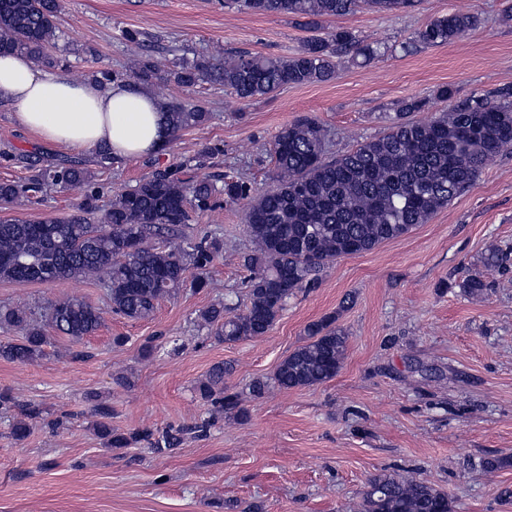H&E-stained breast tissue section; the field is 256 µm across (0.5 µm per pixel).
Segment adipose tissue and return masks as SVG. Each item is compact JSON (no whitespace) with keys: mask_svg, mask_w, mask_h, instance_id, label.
<instances>
[{"mask_svg":"<svg viewBox=\"0 0 512 512\" xmlns=\"http://www.w3.org/2000/svg\"><path fill=\"white\" fill-rule=\"evenodd\" d=\"M0 102L12 108L20 126L77 151L102 147L121 159L156 155L169 140L146 89L128 82L76 81L17 53L0 54Z\"/></svg>","mask_w":512,"mask_h":512,"instance_id":"1","label":"adipose tissue"}]
</instances>
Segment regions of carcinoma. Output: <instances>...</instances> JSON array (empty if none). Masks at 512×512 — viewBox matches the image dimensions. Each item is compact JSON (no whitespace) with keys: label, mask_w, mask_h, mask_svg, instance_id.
<instances>
[{"label":"carcinoma","mask_w":512,"mask_h":512,"mask_svg":"<svg viewBox=\"0 0 512 512\" xmlns=\"http://www.w3.org/2000/svg\"><path fill=\"white\" fill-rule=\"evenodd\" d=\"M421 0H226L224 5L258 14L285 13L312 23L366 7L380 13L408 12ZM59 0H0V51L20 53L48 67L67 69V59L52 53L59 38L56 24ZM475 13L453 12L434 18L414 36L400 43L413 54L436 47L480 27ZM381 54V43L367 42L347 29L326 38H314L289 58L240 56L221 61L184 60L163 71L150 58L136 60L130 76L143 83L173 82L192 88L207 82L250 100L267 96L284 85L330 80L337 59L349 55L368 64ZM438 96L449 101L448 111L426 123L392 119L388 131L364 141L333 159L325 157V133L315 120L302 119L282 128L271 145L279 172L276 184L257 197L240 181L217 187L193 180L179 167L156 169L132 188L112 199L97 215L96 194L85 196L78 211L64 218L40 221L0 218V279L51 283L83 278L99 280L109 288L112 311L129 319L149 316L156 303L174 295L186 272L198 271L194 287L207 286L205 275L224 242L213 235L185 243L182 227L192 214L213 209L222 193L232 201H248L246 223L251 243L247 264L254 271L248 303L241 313L224 303L199 315L201 325L214 326L228 342L265 335L296 290L314 284L316 272L337 258L371 251L407 235L427 223L440 209L460 196L481 174L490 157L512 147V87L494 96L476 95L454 103L445 87ZM170 136L195 127L208 113L179 99L161 102ZM90 182L79 162L63 160L39 166L25 184L0 183V207L7 209L50 186L77 189ZM167 235L161 247L147 245L152 235ZM471 298H480L486 283L478 274L460 285ZM52 327L79 342L102 326V312L78 298L53 304ZM0 324L15 327L18 343L0 344V357L21 363L42 355L46 342L40 327L24 307L0 309ZM349 346L347 332L329 315L308 325L305 342L276 367L273 383L256 380L248 395L260 397L270 386L280 389L314 387L332 380L342 368ZM224 384V366L217 365L201 384V395L212 399L215 413L245 414V395L236 392L215 397ZM40 411L27 407L13 425L21 441L30 434L29 421ZM97 433L110 448H126L145 440L163 452L178 438L168 431H112L111 413L97 410ZM448 495L426 480L391 473L374 475L354 512H454Z\"/></svg>","instance_id":"obj_1"}]
</instances>
